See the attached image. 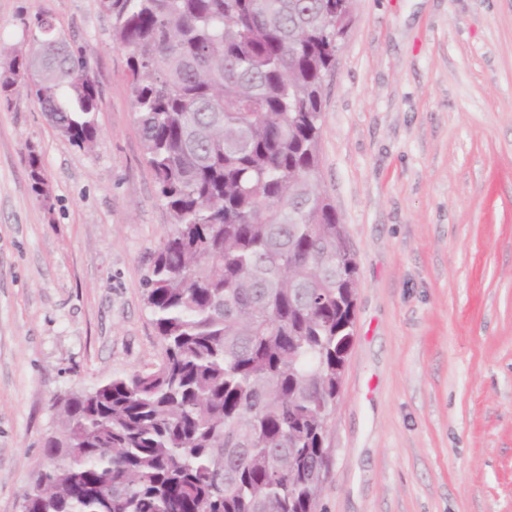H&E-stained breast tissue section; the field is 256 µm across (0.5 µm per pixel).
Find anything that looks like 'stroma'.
Returning a JSON list of instances; mask_svg holds the SVG:
<instances>
[{
  "instance_id": "1",
  "label": "stroma",
  "mask_w": 512,
  "mask_h": 512,
  "mask_svg": "<svg viewBox=\"0 0 512 512\" xmlns=\"http://www.w3.org/2000/svg\"><path fill=\"white\" fill-rule=\"evenodd\" d=\"M38 14L83 48L101 134L82 150L26 91L0 103V512L55 398L161 356L143 278L170 218L126 55L98 0H0V47ZM318 179L358 288L317 512H512V0H352Z\"/></svg>"
}]
</instances>
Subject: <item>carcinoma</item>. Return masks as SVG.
<instances>
[{
  "instance_id": "carcinoma-1",
  "label": "carcinoma",
  "mask_w": 512,
  "mask_h": 512,
  "mask_svg": "<svg viewBox=\"0 0 512 512\" xmlns=\"http://www.w3.org/2000/svg\"><path fill=\"white\" fill-rule=\"evenodd\" d=\"M99 7L171 219L143 292L162 355L59 400L22 512H316L357 288L318 179L336 0ZM25 27L41 50L9 52L0 101L23 88L92 147L100 95L80 52L48 16ZM27 165L40 195L33 147Z\"/></svg>"
}]
</instances>
